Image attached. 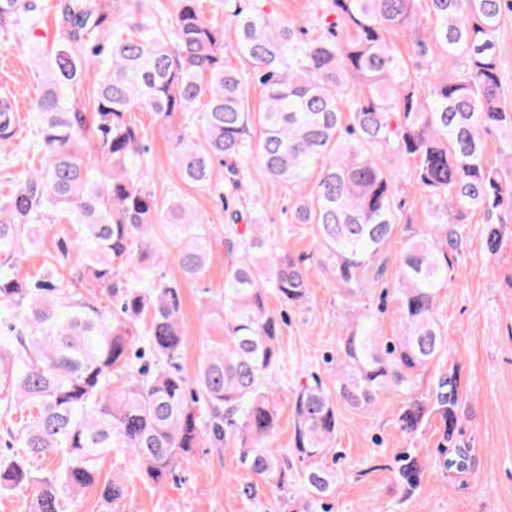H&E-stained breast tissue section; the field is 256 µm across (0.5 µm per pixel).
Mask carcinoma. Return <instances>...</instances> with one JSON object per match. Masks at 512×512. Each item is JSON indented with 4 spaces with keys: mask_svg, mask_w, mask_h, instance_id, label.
<instances>
[{
    "mask_svg": "<svg viewBox=\"0 0 512 512\" xmlns=\"http://www.w3.org/2000/svg\"><path fill=\"white\" fill-rule=\"evenodd\" d=\"M231 2L235 50L264 89L256 116L244 78L226 63L224 28L205 18L200 0H177L171 29L140 10L117 18L115 0L57 5L34 105L42 165L0 199V433L12 450L0 457V488L31 483L30 465L40 458L62 461L60 475L42 480L31 512H64L62 494L95 483L98 462L111 453L132 454L139 473L162 489L175 465L191 461L208 439L223 442L228 427L238 431L240 460L252 474L281 490L288 485V460L267 448L278 414L265 382L281 359V322L267 297L271 289L290 307L308 301L301 259L250 228L224 289L223 334L209 337L193 378L174 364L184 340L182 284L204 278L209 245L183 201L163 208L145 187L147 148L131 113L168 118L201 98L204 145L187 133L176 141L182 180L208 188L215 164L250 152V126L259 124L257 160L270 177L297 185L319 169L316 189L296 199L292 223L314 225L336 286L348 295L383 275L379 256L396 226L409 223L387 156L412 162L423 191L429 232L406 239L394 288L402 331L382 336L374 313L360 311L339 335L336 396L318 383L294 393V452L303 460L324 454L338 426L337 401L361 409L387 391L402 398L403 432H417L433 415L446 448L458 431L457 370L439 373L423 399L415 390L420 372L448 346L437 301L449 254L460 250L459 225L484 215L490 258L512 226V186L488 157L493 142L512 164L498 45L512 0H319L314 37L297 23L272 21L249 0ZM36 9L33 0H0V23L33 21ZM424 11L435 18L432 31L418 24ZM395 31L408 36L404 54L388 39ZM93 62L101 75L88 90ZM14 126L12 105L0 101V138L12 137ZM90 140L95 153L87 156ZM49 212L74 226L83 254L62 286L47 265L18 271L22 239L36 244ZM159 223L183 235L173 257L179 277L120 280L115 262H130L135 247L148 252ZM141 343L161 362L154 372L132 365ZM417 469V459L404 457L407 485ZM307 488L315 499L328 497L333 475L313 469ZM125 491L114 477L104 500L120 501Z\"/></svg>",
    "mask_w": 512,
    "mask_h": 512,
    "instance_id": "carcinoma-1",
    "label": "carcinoma"
}]
</instances>
